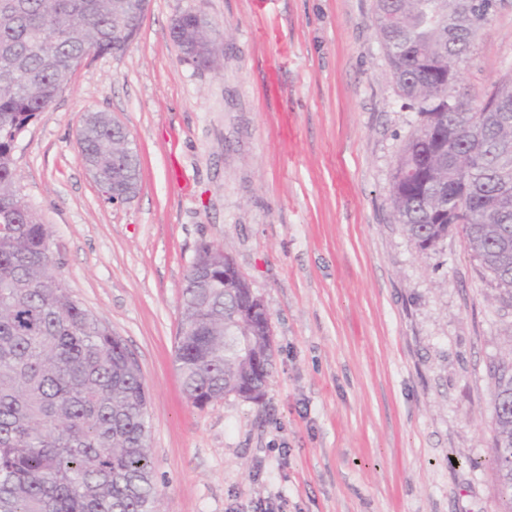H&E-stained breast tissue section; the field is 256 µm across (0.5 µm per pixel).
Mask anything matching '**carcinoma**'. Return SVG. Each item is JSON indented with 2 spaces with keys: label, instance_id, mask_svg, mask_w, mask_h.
Segmentation results:
<instances>
[{
  "label": "carcinoma",
  "instance_id": "cac0c4a2",
  "mask_svg": "<svg viewBox=\"0 0 512 512\" xmlns=\"http://www.w3.org/2000/svg\"><path fill=\"white\" fill-rule=\"evenodd\" d=\"M496 0H376L392 77L421 123L402 147L391 195L396 221L422 251L462 230L468 249L512 296V78L485 102L460 103L448 68L471 52ZM143 0H0V512H158L148 391L123 341L55 270L50 228L17 188L19 135L89 56L123 54ZM184 61L215 64L209 26L189 10L171 27ZM79 156L107 186L138 184L129 134L90 112ZM224 249L203 243L182 291L175 362L203 407L267 380L261 319L224 291ZM254 335L253 360L240 337ZM492 462L500 512H512V358L495 372Z\"/></svg>",
  "mask_w": 512,
  "mask_h": 512
}]
</instances>
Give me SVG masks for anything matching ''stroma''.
Instances as JSON below:
<instances>
[{"label":"stroma","instance_id":"35a3bbf8","mask_svg":"<svg viewBox=\"0 0 512 512\" xmlns=\"http://www.w3.org/2000/svg\"><path fill=\"white\" fill-rule=\"evenodd\" d=\"M188 10L211 20L217 68L171 39ZM374 17L375 0H149L128 50L84 61L16 142L57 272L139 365L161 512L498 510L491 399L512 301L461 233L422 251L394 218L420 118ZM460 71L466 102L512 77V0ZM89 111L129 134L130 203L105 201L79 159ZM204 242L271 315L260 402L183 392L174 341Z\"/></svg>","mask_w":512,"mask_h":512}]
</instances>
